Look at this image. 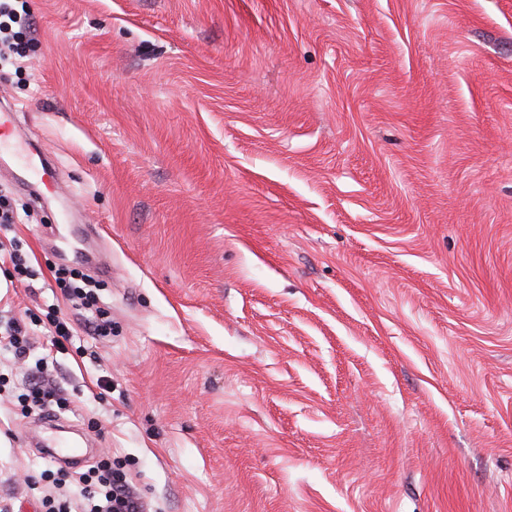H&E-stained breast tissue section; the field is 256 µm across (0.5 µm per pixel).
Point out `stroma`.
Instances as JSON below:
<instances>
[{"mask_svg":"<svg viewBox=\"0 0 512 512\" xmlns=\"http://www.w3.org/2000/svg\"><path fill=\"white\" fill-rule=\"evenodd\" d=\"M29 6L0 104L62 185L0 153V499L105 456L152 512H512V0ZM86 224L106 338L48 273ZM43 360L68 408L22 409ZM10 262L13 271L8 270V272H6L7 277L11 279L9 280L10 283L13 284L17 281L21 284L27 283L26 287L31 286L29 280H33L32 277L35 276V273L27 260L22 257L21 254H18L16 250H13L10 254ZM7 344L12 348L14 358L24 359L29 352V343L27 339L26 326L21 324V321L13 323L7 334Z\"/></svg>","mask_w":512,"mask_h":512,"instance_id":"stroma-1","label":"stroma"}]
</instances>
